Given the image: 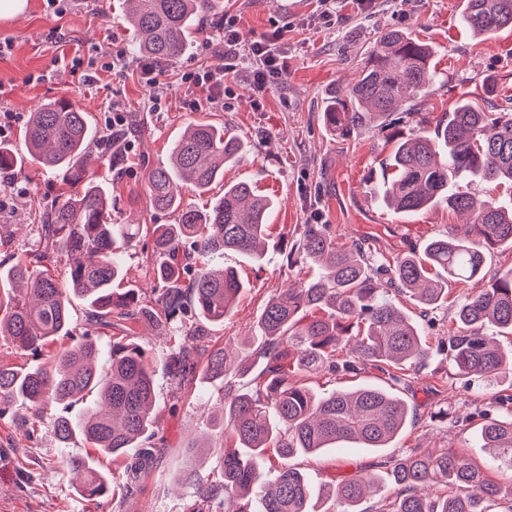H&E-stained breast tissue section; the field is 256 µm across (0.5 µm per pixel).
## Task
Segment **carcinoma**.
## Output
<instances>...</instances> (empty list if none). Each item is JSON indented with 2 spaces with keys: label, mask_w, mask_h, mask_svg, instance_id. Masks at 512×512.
Masks as SVG:
<instances>
[{
  "label": "carcinoma",
  "mask_w": 512,
  "mask_h": 512,
  "mask_svg": "<svg viewBox=\"0 0 512 512\" xmlns=\"http://www.w3.org/2000/svg\"><path fill=\"white\" fill-rule=\"evenodd\" d=\"M132 41L139 54L172 62L204 34L202 18L219 21L217 0H126ZM460 20L485 40L512 29V0H463ZM428 44L402 29H390L367 57L358 80L343 95L326 98L322 120L333 133L357 136L374 127L392 128L394 149L383 175L381 202L414 215L435 206L468 216L448 232L428 240L420 253L390 262L354 242L338 246L326 224H307L286 255L288 268L318 267V275L296 288L272 295L258 321L256 336L232 355L224 347L209 351L203 370L224 380L220 421L224 445L218 455L223 479L201 480L184 472L196 487L199 508L224 502L225 512H313L315 490L295 467L285 463L272 478L265 456L273 448L288 460L315 456L339 442L388 448L412 421L413 411L399 395L376 386L319 394L308 380L344 370L376 369L406 383L404 371L430 354L421 331L394 296L403 295L421 310L448 299V281L466 283L487 276L491 250L512 246V206L477 200L458 189L461 181L512 182V113L483 112L462 103L445 113L433 130L406 134L391 111L419 98L437 73ZM92 128L87 115L66 100L42 103L30 118L25 141L31 161L58 173L71 192L51 202L39 226L41 250L30 259L0 261V284H19L28 298L8 303L0 335L10 337L16 354L26 356L48 342L73 339L71 298L84 300L90 325L121 326L112 340L108 370L99 368L101 350L84 332L63 345L51 367L27 370L0 363V419L22 425L41 420L54 404L80 403L78 415L57 413L50 421L65 442L80 433L99 452L116 459L129 448L145 449L127 466L138 479L147 472L151 448L155 370L136 342L143 308L134 289L115 292L123 274V248L143 231L140 224L112 223L108 195L88 179ZM239 139L209 123L193 122L172 147L169 164L150 169L144 189L153 208L178 212L175 224L152 225V249L161 282L150 321L198 316L222 322L245 287L232 269L216 271L211 258L235 251L256 262L265 257L273 202L249 183L224 187V196L203 212L183 203L178 184L205 191L224 175V166L242 157ZM18 168L14 151L0 144V174ZM75 257L63 279L46 265L55 255ZM456 327L439 350L457 373L489 384L512 375V349L494 334L512 335V268L490 275L489 287L457 301ZM202 353L183 347L167 371L184 382ZM506 415L489 417L480 431L481 447L497 451L500 464L512 467V396L494 398ZM31 409L13 412L17 403ZM83 477L81 495L89 500L111 491L112 479L82 458L67 461ZM385 473L361 472L326 488L340 512H365L358 506L381 496L378 512H512V486L452 451L413 449L380 464Z\"/></svg>",
  "instance_id": "obj_1"
}]
</instances>
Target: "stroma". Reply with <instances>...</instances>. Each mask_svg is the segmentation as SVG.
Wrapping results in <instances>:
<instances>
[{
  "mask_svg": "<svg viewBox=\"0 0 512 512\" xmlns=\"http://www.w3.org/2000/svg\"><path fill=\"white\" fill-rule=\"evenodd\" d=\"M224 12L234 17L246 35L279 26L285 29L288 73L254 107L248 71L226 76L234 91L225 106L191 112L184 107L187 88L184 72L200 64L221 65L216 28H208L213 49L193 45L171 62L157 86L142 81L136 67L140 59L121 10V0H69L67 11L55 15L44 0H28L25 12L0 22V39L12 48L0 56V111L14 115L13 124L0 133L23 164L11 179H0V258L26 257L38 249L37 226L47 203L67 190L56 173L28 161L23 131L29 115L41 103L65 99L89 116L95 138L91 144L92 177L108 187L112 221L116 224H172L171 212L154 210L144 193V177L167 162L170 148L182 127L201 121L224 128L247 145L246 155L225 166L222 194L227 184L250 183L274 203L269 247L262 263L228 252L215 267L237 270L245 287L234 312L224 322H199L202 336L196 346L208 349L236 345L253 335L268 298L294 287L295 272L283 260L299 239L310 213L320 209L335 242L364 243L377 255L394 258L422 245L462 215L437 206L404 217L379 203L381 169L391 146L387 130L373 128L349 138L330 133L322 121L325 97L348 88L356 80L379 36L389 28L408 31L431 45L439 75L426 96L418 98L414 115L404 117L403 131L433 129L445 112L462 99L489 112L512 113V30L492 40L473 37L459 25L462 0H376L371 12L356 0H336V24L306 28L318 8L317 0H223ZM126 51V63L104 74L99 86L83 84L73 72L71 59L111 52L113 45ZM41 82L29 84V74ZM161 96L162 109L148 111L152 96ZM119 103L130 124L135 143L132 153L113 164L103 141L109 129L108 109ZM213 193V194H214ZM123 288L136 289L142 304L155 303L159 283L156 258L148 235H140L124 248ZM484 279L448 285V299L419 325L431 357L407 373L408 398L417 418L393 447L375 452L348 444L315 457H298L293 464L315 488L332 480L352 477L379 457H395L414 448H448L484 466L491 479L512 482V473L496 468L479 434L480 412L491 396L512 395V380L494 386L481 381L452 378L446 355L438 347L448 337L458 295L487 287ZM179 324H143L138 343L156 367L155 460L141 489L130 491L125 465L92 448L77 436L63 444L48 424L26 431L0 419V512H188L194 488L182 473L194 468L202 479L217 481L221 465L216 447L224 438L216 421L224 405V383L192 377L178 383L164 367L166 359L187 342ZM447 411L439 419L438 411ZM92 459L112 478V495L91 501L76 491L77 479L66 465L69 458Z\"/></svg>",
  "mask_w": 512,
  "mask_h": 512,
  "instance_id": "35a3bbf8",
  "label": "stroma"
}]
</instances>
